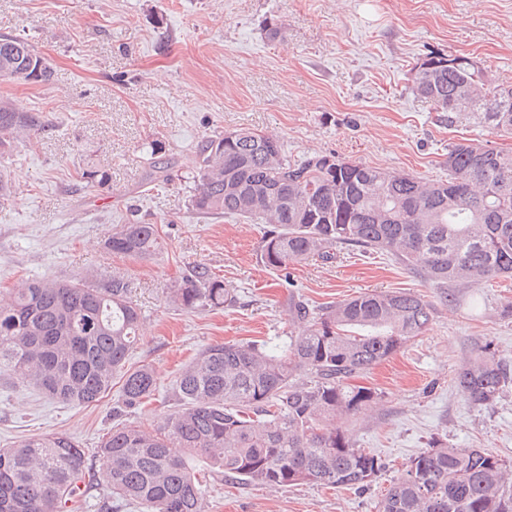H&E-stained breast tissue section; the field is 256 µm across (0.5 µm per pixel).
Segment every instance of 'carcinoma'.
<instances>
[{
	"instance_id": "1",
	"label": "carcinoma",
	"mask_w": 512,
	"mask_h": 512,
	"mask_svg": "<svg viewBox=\"0 0 512 512\" xmlns=\"http://www.w3.org/2000/svg\"><path fill=\"white\" fill-rule=\"evenodd\" d=\"M464 54L430 53L417 63L412 93L448 124L468 118L512 138V84L490 79ZM37 64L52 69L25 37L0 36V79L25 83ZM38 112L0 100V154L40 127ZM201 150L189 206L267 224L261 260L272 269L330 257L345 245L384 251L434 284L469 288L512 276V150L489 140L448 144L446 178L423 180L324 155L290 160L278 141L240 129ZM114 254H158L156 224H123L105 241ZM168 302L196 312L232 304L235 294L197 264L167 291ZM305 326L280 351L256 341L208 345L173 383L179 401L154 428L118 424L102 440L99 469L64 433L0 448V512H77L92 476L113 498L146 512H204L209 471L282 489L312 483L366 486L382 469L376 455L336 428V416L376 405L377 393L351 380L428 329L432 306L410 292H374L310 311L288 297ZM143 316L120 277L104 285L27 279L0 293V376L8 374L64 404L92 405L122 380L128 406L155 400L154 370L128 367ZM512 384L507 361L485 350L462 366L465 401L491 407ZM378 512H512V463L479 448L435 442L410 458Z\"/></svg>"
}]
</instances>
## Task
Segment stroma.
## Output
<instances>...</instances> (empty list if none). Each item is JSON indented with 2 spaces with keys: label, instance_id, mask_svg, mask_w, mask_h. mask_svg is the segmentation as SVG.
<instances>
[{
  "label": "stroma",
  "instance_id": "obj_1",
  "mask_svg": "<svg viewBox=\"0 0 512 512\" xmlns=\"http://www.w3.org/2000/svg\"><path fill=\"white\" fill-rule=\"evenodd\" d=\"M25 36L53 68L46 83L0 79V99L38 111L42 126L0 157L12 187L0 204V289L25 278L127 280L145 329L129 364L153 368L156 399L129 409L119 389L72 407L0 381V448L45 432L95 457L118 423L153 427L176 401L172 384L199 349L286 345L289 300L314 308L374 291L410 290L433 307L428 330L375 365L360 385L378 403L337 420L383 470L363 488L273 490L226 479L205 512H376L378 500L430 439L512 460V388L490 409L458 393V369L485 349L512 364V278L437 287L388 253L337 246L331 259L270 269L264 227L188 207L209 138L241 128L279 140L289 159L331 154L425 180L444 176L448 144L496 141L468 120L449 124L411 88L418 59L465 53L512 84V0H0V35ZM169 183L151 181V158ZM105 172L90 185L85 170ZM158 226L164 247L134 260L104 242L116 225ZM204 264L233 288L232 306L185 312L166 292Z\"/></svg>",
  "mask_w": 512,
  "mask_h": 512
}]
</instances>
